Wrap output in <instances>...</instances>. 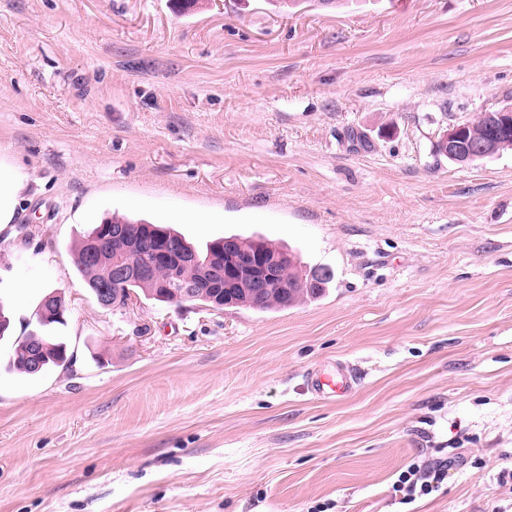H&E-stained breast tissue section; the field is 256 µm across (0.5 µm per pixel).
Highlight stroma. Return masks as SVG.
<instances>
[{"instance_id":"1","label":"stroma","mask_w":512,"mask_h":512,"mask_svg":"<svg viewBox=\"0 0 512 512\" xmlns=\"http://www.w3.org/2000/svg\"><path fill=\"white\" fill-rule=\"evenodd\" d=\"M509 105L512 0H0V512H512V151L436 152ZM115 213L333 279L114 311L74 250ZM51 292L72 362L18 373ZM417 460L448 477L400 503ZM10 145L0 144V231L13 224L16 207L27 188V176L22 169L8 162ZM307 378L310 393L318 399H327L333 396L344 397L350 394L358 384L356 373L344 364H339L335 376L311 372Z\"/></svg>"}]
</instances>
